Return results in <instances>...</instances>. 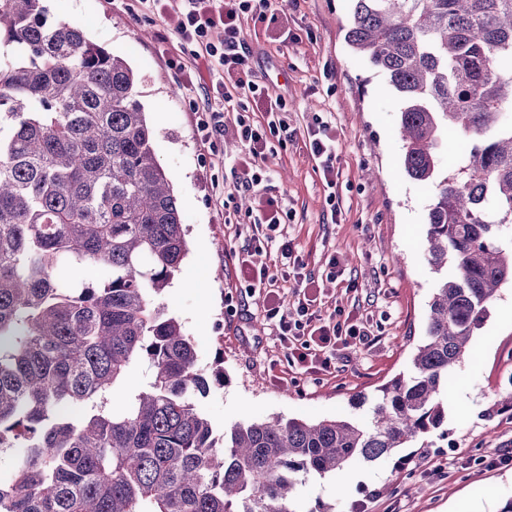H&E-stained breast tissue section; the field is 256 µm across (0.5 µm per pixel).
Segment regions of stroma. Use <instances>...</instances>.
<instances>
[{"instance_id":"obj_1","label":"stroma","mask_w":512,"mask_h":512,"mask_svg":"<svg viewBox=\"0 0 512 512\" xmlns=\"http://www.w3.org/2000/svg\"><path fill=\"white\" fill-rule=\"evenodd\" d=\"M49 19L77 22L94 43L127 60L140 80L137 98L183 216L188 252L160 301L191 337L199 363L223 369V384L200 400L219 429L274 416L319 421L365 418L369 403L406 373L426 328L437 274L427 261V212L434 188L400 175L403 143L396 94L345 40L349 0H274L282 26L247 18L244 40L252 78L285 98L287 134L269 137L267 165L286 224L262 239L261 261L283 308L298 304L281 262L291 241L302 272L318 284L317 310L363 319L370 336L337 345L329 367L292 364L266 316L265 291H245L232 257L257 243L248 214L254 192L237 188L230 164L240 150L236 118L265 121L253 100L224 106L215 149L197 136L194 107L213 99L210 79L183 87L159 52L161 18L137 19L109 0H45ZM336 137V178L327 185L304 145L314 118ZM340 259L328 279L331 256ZM512 286L504 285L472 336L470 353L448 377V417L424 447L372 463L351 461L334 478H302L293 512H500L512 499V411H493L512 391ZM364 473L344 495L331 480Z\"/></svg>"}]
</instances>
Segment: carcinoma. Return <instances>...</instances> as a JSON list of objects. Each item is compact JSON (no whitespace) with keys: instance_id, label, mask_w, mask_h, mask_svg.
Returning a JSON list of instances; mask_svg holds the SVG:
<instances>
[{"instance_id":"cac0c4a2","label":"carcinoma","mask_w":512,"mask_h":512,"mask_svg":"<svg viewBox=\"0 0 512 512\" xmlns=\"http://www.w3.org/2000/svg\"><path fill=\"white\" fill-rule=\"evenodd\" d=\"M43 0H0V512H293L299 476L374 462L439 429L448 375L512 284V0H351L346 42L400 101L403 171L430 182L441 274L408 374L367 420L273 417L219 431L199 365L158 296L183 220L137 75ZM473 137L441 172L442 136ZM93 268L99 287L76 274ZM133 363L148 379L122 411ZM143 380V367L135 364L131 367L125 381L116 386L110 397V404L114 409L122 410L132 400Z\"/></svg>"}]
</instances>
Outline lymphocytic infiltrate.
I'll return each mask as SVG.
<instances>
[{"label":"lymphocytic infiltrate","instance_id":"obj_1","mask_svg":"<svg viewBox=\"0 0 512 512\" xmlns=\"http://www.w3.org/2000/svg\"><path fill=\"white\" fill-rule=\"evenodd\" d=\"M132 16L153 14L162 18L164 26L157 34L159 44L178 39L181 55L169 58L170 67L179 72L186 85H193L203 71L217 73L215 85L219 101L231 102L234 96L253 98L265 112L272 114L268 125L238 119L237 133L242 146L234 161L241 172L240 186L259 194L260 214L253 220L255 229H275L286 218L284 210L271 196L270 177L266 166L267 134L287 129L288 111L283 97L270 96L250 77L249 51L243 39L241 18L252 15L262 21L271 10L270 0H120ZM303 290L295 314L282 311L276 298H269L266 313L274 320L283 339H296L290 358L299 365L323 361L343 338L361 339L366 327L334 310L327 321L316 322L313 310L317 302L313 281L298 279Z\"/></svg>","mask_w":512,"mask_h":512}]
</instances>
